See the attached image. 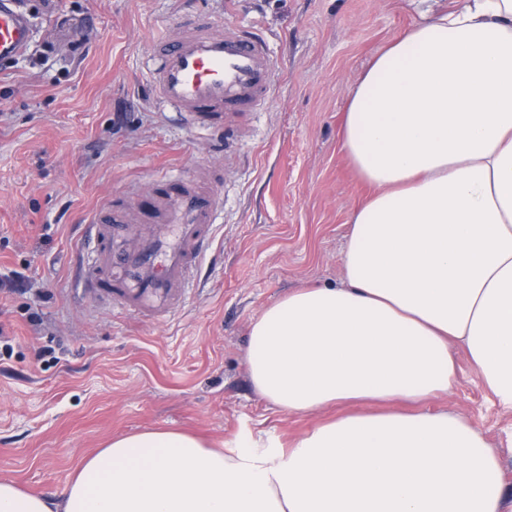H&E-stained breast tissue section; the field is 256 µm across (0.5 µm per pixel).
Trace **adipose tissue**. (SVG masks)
<instances>
[{"label":"adipose tissue","mask_w":512,"mask_h":512,"mask_svg":"<svg viewBox=\"0 0 512 512\" xmlns=\"http://www.w3.org/2000/svg\"><path fill=\"white\" fill-rule=\"evenodd\" d=\"M340 137L371 189L344 281L266 307L247 370L286 412L363 411L287 447L121 436L79 461L62 502L0 481V512H502L496 449L423 405L454 386L457 343L512 408V0H457L394 38Z\"/></svg>","instance_id":"ef3b65f1"}]
</instances>
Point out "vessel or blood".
<instances>
[{
  "label": "vessel or blood",
  "instance_id": "obj_1",
  "mask_svg": "<svg viewBox=\"0 0 512 512\" xmlns=\"http://www.w3.org/2000/svg\"><path fill=\"white\" fill-rule=\"evenodd\" d=\"M35 29L18 0H0V62L30 47ZM149 85L157 99L181 112L190 127L211 133L234 129L241 115L260 109L276 83L265 41L206 14H190L159 38ZM135 234L123 226L120 204L102 210L89 226L82 277L102 303L146 319L178 309L190 278L214 239L223 206L217 186L202 187L172 175L151 182Z\"/></svg>",
  "mask_w": 512,
  "mask_h": 512
}]
</instances>
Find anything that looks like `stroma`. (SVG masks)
<instances>
[{"label":"stroma","mask_w":512,"mask_h":512,"mask_svg":"<svg viewBox=\"0 0 512 512\" xmlns=\"http://www.w3.org/2000/svg\"><path fill=\"white\" fill-rule=\"evenodd\" d=\"M449 0H25L28 51L0 68V481L61 498L83 457L113 437L179 430L206 442L288 443L330 417L262 400L246 357L252 322L288 292L340 285L352 213L369 193L340 128L373 57ZM256 32L276 67L268 103L225 137L182 124L153 98L154 42L184 14ZM123 120H116V113ZM224 171L212 269L182 307L144 321L91 299L78 256L94 213L158 172ZM432 411L466 417L497 448L512 489V410L464 352Z\"/></svg>","instance_id":"1"}]
</instances>
